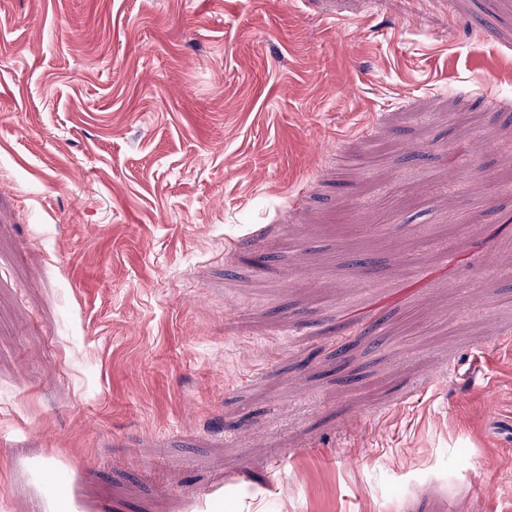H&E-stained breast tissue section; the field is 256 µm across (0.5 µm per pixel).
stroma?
<instances>
[{"label": "stroma", "mask_w": 512, "mask_h": 512, "mask_svg": "<svg viewBox=\"0 0 512 512\" xmlns=\"http://www.w3.org/2000/svg\"><path fill=\"white\" fill-rule=\"evenodd\" d=\"M508 142L512 0H0V512H512Z\"/></svg>", "instance_id": "stroma-1"}]
</instances>
